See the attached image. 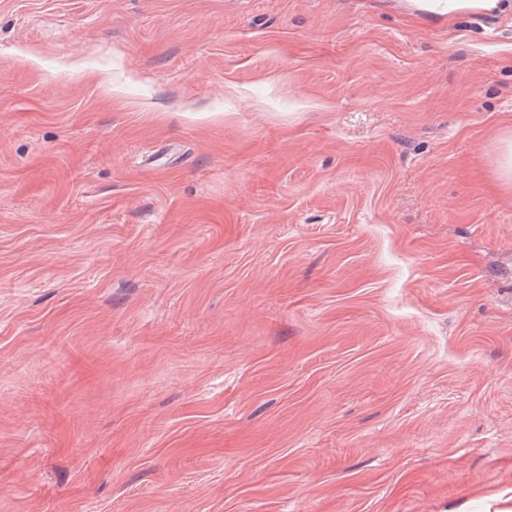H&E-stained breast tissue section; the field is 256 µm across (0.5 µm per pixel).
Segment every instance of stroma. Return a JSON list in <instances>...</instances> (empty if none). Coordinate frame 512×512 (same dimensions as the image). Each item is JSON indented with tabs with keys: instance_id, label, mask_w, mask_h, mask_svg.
<instances>
[{
	"instance_id": "stroma-1",
	"label": "stroma",
	"mask_w": 512,
	"mask_h": 512,
	"mask_svg": "<svg viewBox=\"0 0 512 512\" xmlns=\"http://www.w3.org/2000/svg\"><path fill=\"white\" fill-rule=\"evenodd\" d=\"M512 10L0 0V512H512ZM496 169L502 182L512 184V132H505L499 138Z\"/></svg>"
}]
</instances>
